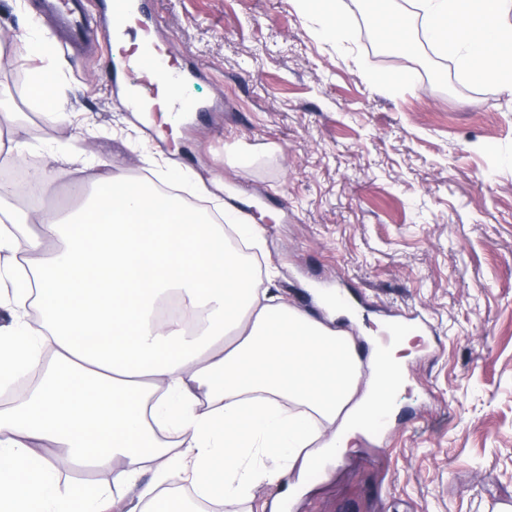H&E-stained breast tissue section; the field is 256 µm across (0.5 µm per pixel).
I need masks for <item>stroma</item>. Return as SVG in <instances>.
I'll return each instance as SVG.
<instances>
[{"instance_id": "1", "label": "stroma", "mask_w": 512, "mask_h": 512, "mask_svg": "<svg viewBox=\"0 0 512 512\" xmlns=\"http://www.w3.org/2000/svg\"><path fill=\"white\" fill-rule=\"evenodd\" d=\"M353 32L339 45L297 0H155L156 36L201 68L181 95L217 104L195 125L154 119L111 99L105 45L80 60L54 47L23 58L33 0H0V92L23 116L21 158L56 180L54 204L77 206L102 170L174 184L211 210L249 211L259 276L284 302L318 314L313 290L342 293L355 341L389 323H429L406 349L404 383L379 433L341 460L292 469L207 512H501L512 502V97L461 81L431 48L402 60L338 0ZM406 65L413 91L365 75ZM45 67L59 115L46 121L17 72Z\"/></svg>"}]
</instances>
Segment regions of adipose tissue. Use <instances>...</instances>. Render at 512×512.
Masks as SVG:
<instances>
[{
  "label": "adipose tissue",
  "mask_w": 512,
  "mask_h": 512,
  "mask_svg": "<svg viewBox=\"0 0 512 512\" xmlns=\"http://www.w3.org/2000/svg\"><path fill=\"white\" fill-rule=\"evenodd\" d=\"M324 39L352 31L333 0H298ZM415 13L377 0L365 17L401 57L420 43L452 57L464 82L512 95V0H412ZM420 17L422 37L410 32ZM67 221L0 207V252L39 327L0 326V384L52 363L30 399L0 411V512H184L165 483L232 504L295 466L345 455L366 424L387 418L403 384L404 338L361 358L347 332L293 309L262 288L253 267L224 250V227L176 197L109 172ZM39 255L31 263L30 255ZM177 296L198 324L162 318ZM240 327L234 340L230 328ZM272 455L271 464L258 463ZM154 476L139 484L144 461ZM108 471L118 494L61 492L56 467Z\"/></svg>",
  "instance_id": "adipose-tissue-1"
}]
</instances>
